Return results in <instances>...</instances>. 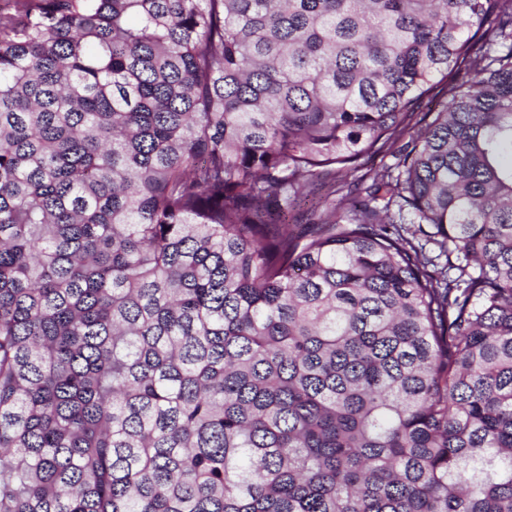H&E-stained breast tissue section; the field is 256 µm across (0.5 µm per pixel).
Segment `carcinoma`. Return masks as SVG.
Returning a JSON list of instances; mask_svg holds the SVG:
<instances>
[{
	"label": "carcinoma",
	"instance_id": "cac0c4a2",
	"mask_svg": "<svg viewBox=\"0 0 512 512\" xmlns=\"http://www.w3.org/2000/svg\"><path fill=\"white\" fill-rule=\"evenodd\" d=\"M0 512H512V0L0 7Z\"/></svg>",
	"mask_w": 512,
	"mask_h": 512
}]
</instances>
